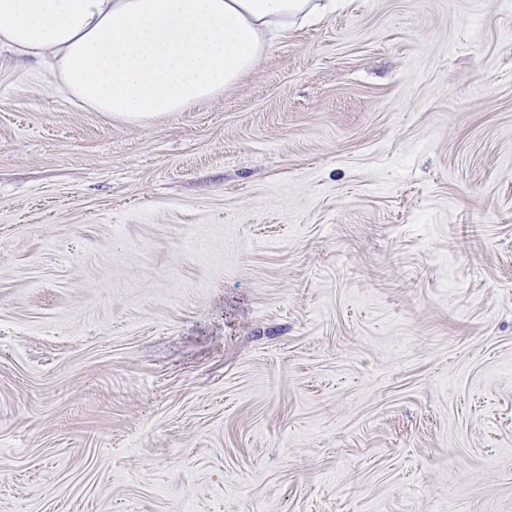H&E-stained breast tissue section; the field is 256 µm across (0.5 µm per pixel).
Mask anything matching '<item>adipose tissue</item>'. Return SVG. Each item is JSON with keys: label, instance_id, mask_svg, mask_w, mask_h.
I'll return each instance as SVG.
<instances>
[{"label": "adipose tissue", "instance_id": "adipose-tissue-1", "mask_svg": "<svg viewBox=\"0 0 512 512\" xmlns=\"http://www.w3.org/2000/svg\"><path fill=\"white\" fill-rule=\"evenodd\" d=\"M336 0H0V48L25 78L125 120L185 112Z\"/></svg>", "mask_w": 512, "mask_h": 512}]
</instances>
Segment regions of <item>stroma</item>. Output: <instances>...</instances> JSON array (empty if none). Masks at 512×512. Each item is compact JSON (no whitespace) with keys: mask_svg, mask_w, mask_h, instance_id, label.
I'll return each mask as SVG.
<instances>
[{"mask_svg":"<svg viewBox=\"0 0 512 512\" xmlns=\"http://www.w3.org/2000/svg\"><path fill=\"white\" fill-rule=\"evenodd\" d=\"M0 70V512H512V0H349L150 122Z\"/></svg>","mask_w":512,"mask_h":512,"instance_id":"stroma-1","label":"stroma"}]
</instances>
